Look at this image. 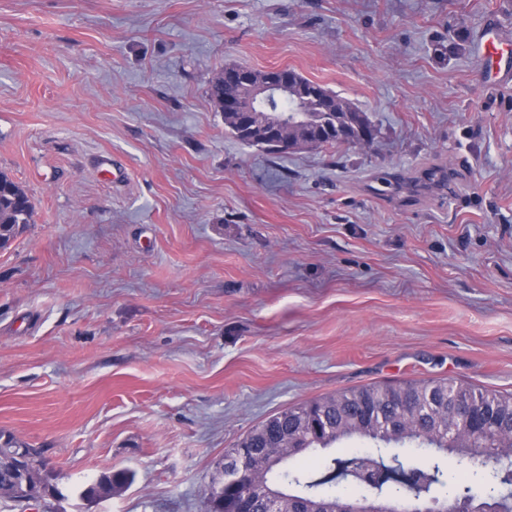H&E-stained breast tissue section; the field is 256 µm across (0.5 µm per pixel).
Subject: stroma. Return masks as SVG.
<instances>
[{"label": "stroma", "mask_w": 512, "mask_h": 512, "mask_svg": "<svg viewBox=\"0 0 512 512\" xmlns=\"http://www.w3.org/2000/svg\"><path fill=\"white\" fill-rule=\"evenodd\" d=\"M490 15L512 39V0H0V172L35 206L0 248V444L45 449L66 495L0 512H204L225 451L289 406L413 379L512 392ZM227 64L326 86L373 142L245 145L208 97ZM448 166L451 193L372 191ZM133 475L127 471H116L110 473H103L98 478L87 483L81 491L85 497L94 496L98 489L103 491L107 486L122 487L132 482ZM83 495H80L82 500H88ZM89 501V500H88Z\"/></svg>", "instance_id": "stroma-1"}]
</instances>
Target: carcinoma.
Masks as SVG:
<instances>
[{
    "instance_id": "cac0c4a2",
    "label": "carcinoma",
    "mask_w": 512,
    "mask_h": 512,
    "mask_svg": "<svg viewBox=\"0 0 512 512\" xmlns=\"http://www.w3.org/2000/svg\"><path fill=\"white\" fill-rule=\"evenodd\" d=\"M295 97L288 108L311 114L308 124H290L279 138L294 143L319 138L320 146L340 148L360 143L361 132L374 135L365 113L324 85L294 70ZM270 71L234 67L219 71L210 80L209 98L224 113V126L241 142L267 154H281L256 116L248 126L238 113L224 111V101L245 95V80L264 79ZM328 106L334 122L318 123L320 109ZM34 205L26 191L0 172V247L7 246L31 223ZM459 402V420L476 424L481 436L459 434L448 440L441 419L448 402ZM301 439L303 450L326 449L354 438L366 439L376 452L331 457L323 462L317 478L310 472L288 469L290 452L278 448L283 434ZM242 458L238 490L221 498V512H267L270 491L304 501L313 508L336 512L343 503L355 502L360 512H398L406 498L437 512H512V393L466 386L453 379L411 380L400 385H371L331 394L285 408L247 433L224 456ZM455 459L459 477L448 483V457ZM342 478L350 490L322 496L323 487ZM127 471L103 473L82 490L91 497L108 486L132 482ZM16 476L0 469V499L16 497Z\"/></svg>"
}]
</instances>
